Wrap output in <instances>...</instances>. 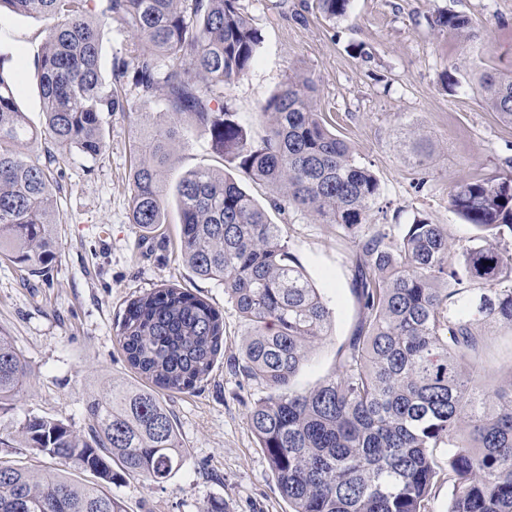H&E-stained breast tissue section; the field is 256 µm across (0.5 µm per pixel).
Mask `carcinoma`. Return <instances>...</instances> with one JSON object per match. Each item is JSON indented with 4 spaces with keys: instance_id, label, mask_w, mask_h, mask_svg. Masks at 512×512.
Returning <instances> with one entry per match:
<instances>
[{
    "instance_id": "1",
    "label": "carcinoma",
    "mask_w": 512,
    "mask_h": 512,
    "mask_svg": "<svg viewBox=\"0 0 512 512\" xmlns=\"http://www.w3.org/2000/svg\"><path fill=\"white\" fill-rule=\"evenodd\" d=\"M0 0L46 22L38 58L45 122L35 128L16 102L0 56V258L31 276L45 272L58 244L55 177L59 157L100 158L107 117L133 112L122 94L132 80L148 128L132 173L131 220L147 233L165 223L173 146L184 132L208 136L212 151L269 186L288 206L335 224L356 248L352 286L361 321L336 354L332 376L298 391L291 379L315 344L330 335L332 312L289 251L278 224L222 169L181 173L175 198L180 251L199 278L224 294L250 325L242 371L266 383L249 424L264 448L291 512H425L448 453V512H512V387L489 390L478 357L491 328H512V175L455 183L449 203L480 232L456 254L445 224L416 218L370 222L382 194L377 176L325 125L313 81L301 75L260 108L268 132L255 141L224 105V87L250 68L261 36L239 0ZM350 0H317L340 19ZM123 24L134 49L113 59L105 81L99 59L106 20ZM436 23L463 35L469 20ZM487 106L512 124V76L486 72ZM162 96L163 112H147ZM408 159L430 160L427 137L408 130ZM52 143L36 160L21 147ZM130 366L148 385L109 383L85 408L81 433L62 420L28 414L18 433L60 469L41 477L0 462V512H125L112 486L127 477L161 485L185 463L174 418L157 391L189 392L212 372L224 345V316L175 286L131 299L119 324ZM32 368L0 335V413L13 406ZM88 473L82 483L71 472Z\"/></svg>"
}]
</instances>
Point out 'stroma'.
<instances>
[{"instance_id":"obj_1","label":"stroma","mask_w":512,"mask_h":512,"mask_svg":"<svg viewBox=\"0 0 512 512\" xmlns=\"http://www.w3.org/2000/svg\"><path fill=\"white\" fill-rule=\"evenodd\" d=\"M239 4L262 42L250 70L225 86L224 101L253 139L266 133L260 107L290 75L310 77L328 128L381 183L383 197L371 212L372 223L407 224L421 215L447 225L455 251L463 252L476 231L450 206L451 186L512 172V125L487 107L479 85L485 72L512 75V0H351L340 20L321 14L315 0ZM446 13L469 19L466 36L436 26ZM45 35L40 18L0 12V54L14 76L19 108L37 128L44 122L37 60ZM412 124L432 145L424 168L403 158L402 142ZM108 125L101 158L92 162L74 153L60 162L57 208L63 222L47 274L32 277L0 261V335L11 337L34 372L0 425L33 413L85 431L86 403L108 381L141 382L118 337L128 301L155 288H185L222 312L224 355L196 391L160 394L187 454L180 471L159 486L129 478L113 492L125 512H205L216 500L224 512H290L248 423L254 402L267 389L233 368L249 327L223 285L198 278L182 262L176 205H169L153 238H144L131 223L134 148L144 130L125 112L113 113ZM172 163L177 173L223 165L266 207L271 222L281 225L304 275L332 311L329 336L311 351L293 386L307 390L330 377L338 349L360 321L351 287L355 247L337 242L335 226L272 208L269 188L235 164L219 163L199 133L176 146ZM495 340L483 373L490 388L512 380V330L498 329Z\"/></svg>"}]
</instances>
